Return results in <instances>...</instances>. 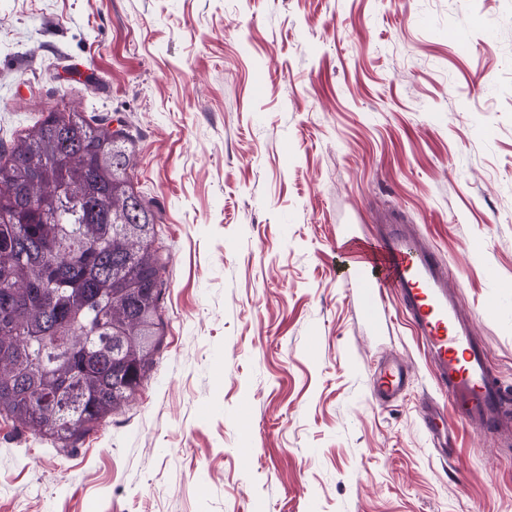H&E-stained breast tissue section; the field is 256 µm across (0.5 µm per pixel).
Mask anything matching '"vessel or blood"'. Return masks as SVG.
I'll list each match as a JSON object with an SVG mask.
<instances>
[{
	"instance_id": "obj_1",
	"label": "vessel or blood",
	"mask_w": 512,
	"mask_h": 512,
	"mask_svg": "<svg viewBox=\"0 0 512 512\" xmlns=\"http://www.w3.org/2000/svg\"><path fill=\"white\" fill-rule=\"evenodd\" d=\"M413 238L409 225L392 219L380 225L369 241L343 239V246L358 253L351 278L360 313L368 327H381L385 298L395 297L457 421L477 428L502 425L512 416V403L491 373L488 349L462 313L444 263L430 247L415 245ZM408 379L405 365L394 359L384 362L374 384L375 398L382 403L396 399L407 390ZM421 414L433 446L447 447L440 405L425 399Z\"/></svg>"
}]
</instances>
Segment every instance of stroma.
<instances>
[{
    "instance_id": "stroma-1",
    "label": "stroma",
    "mask_w": 512,
    "mask_h": 512,
    "mask_svg": "<svg viewBox=\"0 0 512 512\" xmlns=\"http://www.w3.org/2000/svg\"><path fill=\"white\" fill-rule=\"evenodd\" d=\"M72 109L132 137L165 336L74 448L0 417V512H512V430L436 455L335 248L414 225L512 394V0H0V152ZM408 379L405 365L394 359L384 362L374 384L375 398L381 403L396 399L408 389Z\"/></svg>"
}]
</instances>
